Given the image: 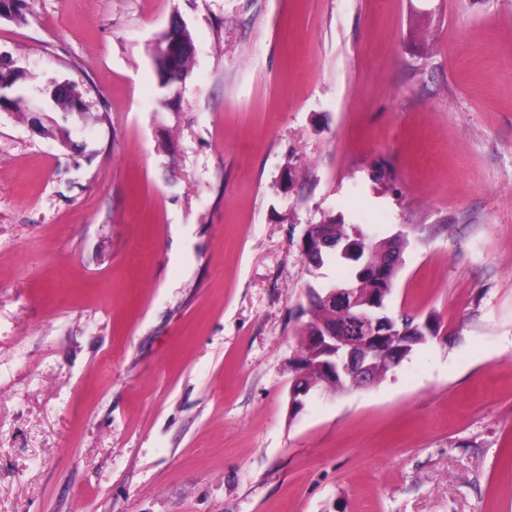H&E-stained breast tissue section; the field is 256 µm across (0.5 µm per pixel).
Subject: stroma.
I'll list each match as a JSON object with an SVG mask.
<instances>
[{
	"label": "stroma",
	"instance_id": "35a3bbf8",
	"mask_svg": "<svg viewBox=\"0 0 512 512\" xmlns=\"http://www.w3.org/2000/svg\"><path fill=\"white\" fill-rule=\"evenodd\" d=\"M0 53V512H512V0H28ZM67 81L69 149L30 128ZM330 213L442 331L294 415ZM169 38H176L187 48V51L169 58L156 57L157 44ZM194 58L195 46L187 25L179 17H172L168 26L158 35L150 55L157 87L165 97L178 98L180 96L182 86L191 76ZM18 72V69L0 66V109L11 110L19 106V99L13 96L15 86L20 80Z\"/></svg>",
	"mask_w": 512,
	"mask_h": 512
}]
</instances>
